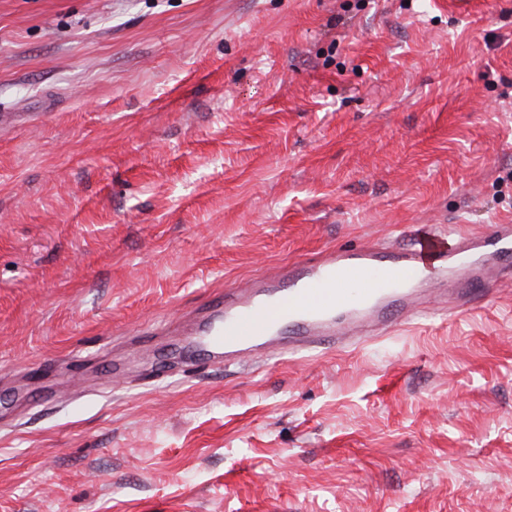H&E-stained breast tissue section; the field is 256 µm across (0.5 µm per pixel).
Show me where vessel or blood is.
<instances>
[{
    "instance_id": "b4317fda",
    "label": "vessel or blood",
    "mask_w": 512,
    "mask_h": 512,
    "mask_svg": "<svg viewBox=\"0 0 512 512\" xmlns=\"http://www.w3.org/2000/svg\"><path fill=\"white\" fill-rule=\"evenodd\" d=\"M512 284V225L468 236L415 226L401 247L326 250L225 290L195 329L205 352L241 364L383 336L425 307L457 316Z\"/></svg>"
}]
</instances>
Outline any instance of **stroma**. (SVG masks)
Wrapping results in <instances>:
<instances>
[{
  "instance_id": "stroma-1",
  "label": "stroma",
  "mask_w": 512,
  "mask_h": 512,
  "mask_svg": "<svg viewBox=\"0 0 512 512\" xmlns=\"http://www.w3.org/2000/svg\"><path fill=\"white\" fill-rule=\"evenodd\" d=\"M512 222V0H0V512H512V291L224 364L269 267Z\"/></svg>"
}]
</instances>
